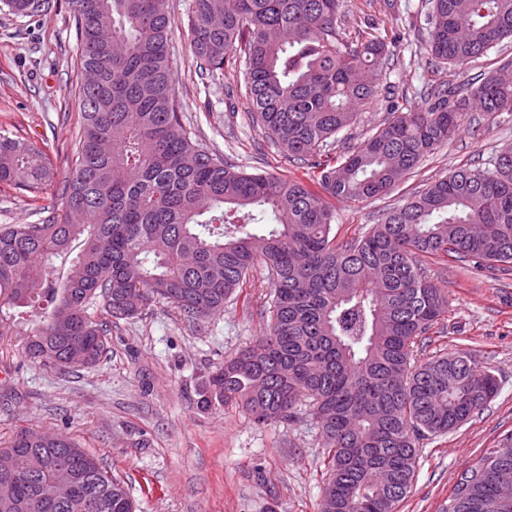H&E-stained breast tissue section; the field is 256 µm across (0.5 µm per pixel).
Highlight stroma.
<instances>
[{
  "mask_svg": "<svg viewBox=\"0 0 512 512\" xmlns=\"http://www.w3.org/2000/svg\"><path fill=\"white\" fill-rule=\"evenodd\" d=\"M421 0H401L386 15L378 0H344L347 31L374 19L401 63L388 83L419 90L447 82L431 71L412 27H424ZM193 0H168L174 19L170 49L177 58L175 90L184 122L214 154L249 173L297 175L280 146L253 125L242 77L231 65L205 76L190 48ZM79 45L69 0H49L33 17L0 4V134L54 147L58 180L33 200L0 186V224L42 222L43 206L62 212V184L79 122L72 100L80 79ZM512 145V113H469L453 143L427 157L386 195L362 202L330 200L340 240L357 237L383 210L397 207L462 167L487 166ZM421 265L448 292V312L435 333L418 341L421 359L472 354L496 377V396L479 414L418 443L413 488L398 512H441L462 473L512 434V267L489 269L424 257ZM273 290L256 265L221 313L203 329L174 306L157 305L112 325V353L77 373L25 360L22 339L0 338V441L23 429L60 432L99 455L126 484L136 512H319L329 477L327 450L310 406L295 421L254 423L242 409L204 410L199 398L214 366L265 336Z\"/></svg>",
  "mask_w": 512,
  "mask_h": 512,
  "instance_id": "obj_1",
  "label": "stroma"
}]
</instances>
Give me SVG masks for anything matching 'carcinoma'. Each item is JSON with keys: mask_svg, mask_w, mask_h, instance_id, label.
<instances>
[{"mask_svg": "<svg viewBox=\"0 0 512 512\" xmlns=\"http://www.w3.org/2000/svg\"><path fill=\"white\" fill-rule=\"evenodd\" d=\"M17 16L40 0H3ZM81 69L74 167L63 217L0 225V336L25 323L24 357L90 369L107 359L112 320L154 303L202 327L259 261L271 276L268 333L213 370L203 409L238 406L256 423L290 421L313 407L331 512H396L416 475L418 438L443 435L498 391L470 354L414 363V344L448 312V293L416 257L478 266L512 264V147L489 167L459 169L383 214L355 241L336 243L324 202L388 193L458 137L468 112H512V0H421L430 64L448 83L420 92L383 87L395 65L385 39L346 33L343 0H194L192 54L216 72L242 53L252 123L306 169V179L246 173L210 153L183 122L167 0H71ZM493 48L496 67L463 80ZM387 90L376 132L334 155L357 111ZM56 177L49 146L0 135V184L38 195ZM271 220L252 231L258 216ZM79 251L73 252V243ZM47 481L79 476L81 507L37 497L21 483L0 512H135L124 483L73 439L25 429L0 454ZM512 434L467 469L442 512H512Z\"/></svg>", "mask_w": 512, "mask_h": 512, "instance_id": "1", "label": "carcinoma"}]
</instances>
